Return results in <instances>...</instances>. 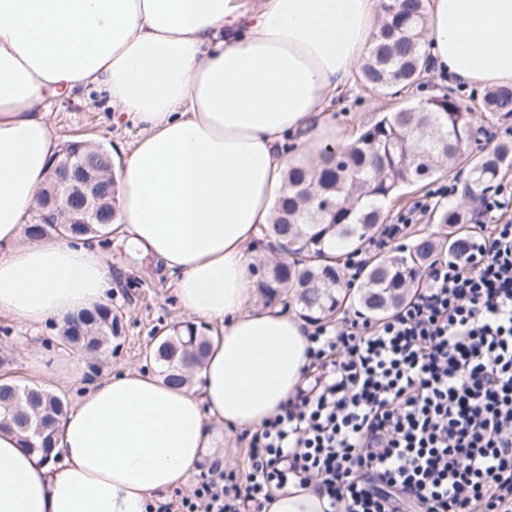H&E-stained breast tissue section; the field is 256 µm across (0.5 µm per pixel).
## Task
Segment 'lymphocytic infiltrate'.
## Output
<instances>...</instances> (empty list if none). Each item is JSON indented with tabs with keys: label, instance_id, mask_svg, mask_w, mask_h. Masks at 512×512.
Listing matches in <instances>:
<instances>
[{
	"label": "lymphocytic infiltrate",
	"instance_id": "lymphocytic-infiltrate-1",
	"mask_svg": "<svg viewBox=\"0 0 512 512\" xmlns=\"http://www.w3.org/2000/svg\"><path fill=\"white\" fill-rule=\"evenodd\" d=\"M468 220L481 233L395 314L317 327L312 384L176 512H262L291 483L328 512H512V190Z\"/></svg>",
	"mask_w": 512,
	"mask_h": 512
}]
</instances>
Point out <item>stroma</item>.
<instances>
[{
	"label": "stroma",
	"mask_w": 512,
	"mask_h": 512,
	"mask_svg": "<svg viewBox=\"0 0 512 512\" xmlns=\"http://www.w3.org/2000/svg\"><path fill=\"white\" fill-rule=\"evenodd\" d=\"M453 93L465 107L475 114V122L482 135L469 142L468 154L476 155L486 149L487 138L500 141L512 139V119L497 121L487 118L481 110L483 88L457 84L448 85L438 75L427 77L425 87L404 91V98L426 99L434 95ZM395 98L388 92L366 91L360 84L336 97L332 110L339 124L349 136H357L364 125L378 113L393 108ZM60 144L83 141L102 146L112 160H120L138 130L132 124L118 125L112 121V106L107 97L97 92L53 103L50 115ZM100 250L119 277L106 302L123 315L124 339L119 350L101 363L98 375H91L89 361L81 351L59 346L57 325L48 323L38 327H22L8 316L0 315V379L33 383L76 401L94 378H106L118 371H138L147 363L146 354L158 336L182 325L185 317L178 305L172 276L149 258H133L124 252L117 235H109L100 243ZM46 356L47 374L35 375L27 361L33 354Z\"/></svg>",
	"instance_id": "35a3bbf8"
}]
</instances>
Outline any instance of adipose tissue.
<instances>
[{
	"instance_id": "1",
	"label": "adipose tissue",
	"mask_w": 512,
	"mask_h": 512,
	"mask_svg": "<svg viewBox=\"0 0 512 512\" xmlns=\"http://www.w3.org/2000/svg\"><path fill=\"white\" fill-rule=\"evenodd\" d=\"M387 0H0V314L63 322L106 300L95 246L28 234L59 153L54 100L92 89L139 132L115 178L119 241L175 278L189 324L216 323L190 383L126 371L90 385L48 458L0 430V512H153L217 442L256 431L305 385L310 325L258 304L250 266L288 167L335 136L328 102ZM424 47L449 82L512 85V0H429ZM288 485L266 512H325Z\"/></svg>"
}]
</instances>
